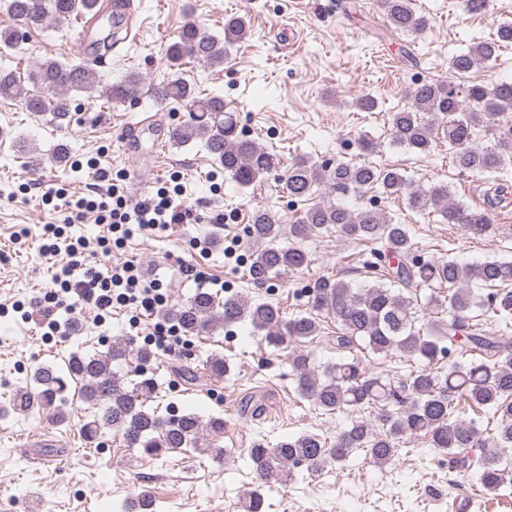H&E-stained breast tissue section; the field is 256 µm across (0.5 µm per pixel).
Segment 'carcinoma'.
Masks as SVG:
<instances>
[{
  "mask_svg": "<svg viewBox=\"0 0 512 512\" xmlns=\"http://www.w3.org/2000/svg\"><path fill=\"white\" fill-rule=\"evenodd\" d=\"M97 0H7L8 13L25 26L39 28L49 21L63 23L73 15H87ZM387 25L395 32L420 36L429 18L412 7V0H381ZM243 18L224 19V37L209 36L193 22L182 26L167 46L172 65L193 61L220 65L227 48L245 38ZM512 42V24L499 26L496 39L480 42L448 60L449 76L415 84L408 103L389 116L392 143L425 154L436 139H443L455 167L480 175L497 169L512 156V82L490 88L484 84H458L453 80L491 61L500 44ZM94 76L87 61L54 58L36 64L28 73L33 91L25 90L13 70H0V97L20 100L27 112L50 114L58 126L71 121L72 94L90 87ZM146 79L131 71L105 90L106 101L118 107L145 93ZM160 100L182 105L187 119L175 128L177 146L201 141L213 161L242 188L288 193L295 202H307L322 189V199L300 212L289 225L280 224L267 208L250 216L246 237L251 246L248 280L263 286L286 272H300L311 264L304 243L332 228L341 235L372 244L373 260L366 267L375 281L355 288L351 282L319 277L306 290L305 311L291 319L282 316L278 303L258 302L237 293L224 296L199 290L184 304H175L166 318L186 336L211 335L220 328L250 324L264 333L267 347L276 351L294 345L288 364L300 398L326 414L352 415L350 423L329 442L305 432L269 446L254 442L242 449L257 486L242 503L243 512H263L266 493L287 486L301 469L321 472L340 464L356 451L382 468L399 454L405 442L423 438L448 455L453 469L471 466L480 472L482 488L498 496L507 488L512 469V261L461 264L454 259H424L415 254L409 226L371 204L350 207L345 200L371 191L395 196L420 214L431 210L444 224H457L482 235L494 218L488 210H474L451 197L448 186L427 189L413 185L397 168L370 163L338 161L313 165L299 158L279 172L277 154L247 138L224 97L202 95L181 77L152 87ZM480 132L493 144L474 145ZM288 236L291 244H278ZM476 309L495 319L492 329L472 315ZM336 321V332L323 335L322 320ZM318 342L336 354L322 367L305 352ZM128 343H114L104 352L70 355L66 370L48 366L30 370L26 385L17 388L0 415L45 411L55 422L68 419L64 393L67 380L80 384L81 399L99 405L82 427L84 440L93 442L101 430L112 428L125 446L142 458L158 459L171 452L208 455L229 453L216 448L210 436L224 432V417L204 421L193 412L161 416L149 402L157 395L154 377L126 378L112 371V361L126 356ZM391 358L398 354L415 363L400 378L366 370L367 353ZM210 378L222 379L229 362L212 355L203 363ZM466 404L476 413L497 417L492 427H477V420L457 416ZM372 408L374 418L361 416ZM475 448L478 456H469Z\"/></svg>",
  "mask_w": 512,
  "mask_h": 512,
  "instance_id": "cac0c4a2",
  "label": "carcinoma"
}]
</instances>
